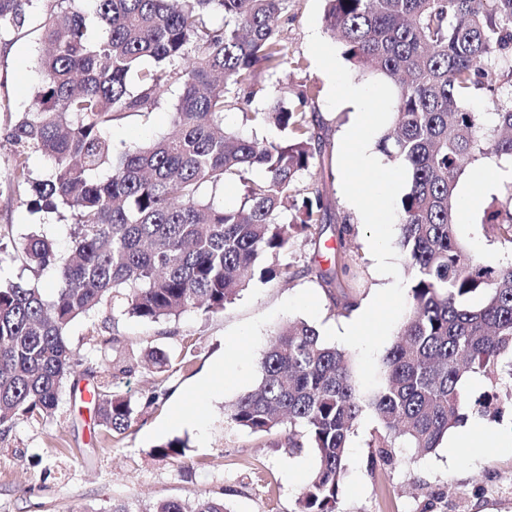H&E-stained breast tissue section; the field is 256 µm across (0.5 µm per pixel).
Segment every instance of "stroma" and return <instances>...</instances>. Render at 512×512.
Returning a JSON list of instances; mask_svg holds the SVG:
<instances>
[{
    "label": "stroma",
    "instance_id": "35a3bbf8",
    "mask_svg": "<svg viewBox=\"0 0 512 512\" xmlns=\"http://www.w3.org/2000/svg\"><path fill=\"white\" fill-rule=\"evenodd\" d=\"M311 0H289L283 20L288 65L264 73L268 94L295 89L303 83L319 89L315 110L325 125L322 163L304 174L301 196H323L330 205L332 229L301 235L281 255L298 275L286 285L252 281L222 313L205 317L188 311L156 323L143 322L110 308L76 320L67 329L71 345L82 356L83 368L108 372L112 393L145 400L153 391L165 392L163 401L142 410L123 435L114 437L93 424L87 400L63 389L56 413L44 420L18 419L0 434V512H110L126 504L130 512H148L161 499L194 502L223 498L228 512H296L298 497L316 466L313 452L293 455L273 439L250 434L230 424L224 407L250 390L258 379L257 362L275 329L290 319H303L318 329H343L354 319L346 301L367 304L381 281L370 252L363 220L342 193L338 154L355 108L345 103L329 108L327 75L315 64L308 48L311 34L325 35L324 24L309 28ZM37 34L20 35L0 44V129L14 112L27 111L40 81L35 59ZM172 128L169 112L149 117L132 115L114 122L108 131L118 148L148 143ZM12 155L0 140V225L22 242L44 231L60 252L69 250V228L56 215L32 211L27 191L13 184ZM475 210L469 223L456 233L467 249L495 264L502 247L486 234ZM349 220L353 232L338 240L334 226ZM352 255L350 271L333 293H326L316 274L328 268L338 245ZM169 353L171 362L158 368L142 358L146 349ZM128 358L132 369L112 372V361ZM232 376L216 391L202 411L204 431L170 426L175 408L191 409L188 399L195 385L218 361ZM469 448L440 445L423 455L412 448L395 451L392 464L375 461L368 446L379 425L373 413L360 419L349 443L346 475L340 486L336 512H512V420L483 418ZM186 440L184 454L159 457L155 448L164 441Z\"/></svg>",
    "mask_w": 512,
    "mask_h": 512
}]
</instances>
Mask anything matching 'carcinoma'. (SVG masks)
Instances as JSON below:
<instances>
[{
  "instance_id": "cac0c4a2",
  "label": "carcinoma",
  "mask_w": 512,
  "mask_h": 512,
  "mask_svg": "<svg viewBox=\"0 0 512 512\" xmlns=\"http://www.w3.org/2000/svg\"><path fill=\"white\" fill-rule=\"evenodd\" d=\"M287 11L288 0H0V43L36 14L44 44L34 106L7 126L11 180L27 187L30 207L72 220L67 256L45 233L13 248L34 275L53 272L52 292L0 283V430L52 415L67 381L78 390L85 373L66 329L101 306L147 322L210 316L256 278L296 277L279 256L295 236L322 231L328 211L320 194L297 202L300 176L321 163L318 90L304 83L251 108L260 74L288 63ZM324 23L355 71L396 91L378 147L409 174L399 246L410 287L370 395L356 389L350 357L296 319L273 333L255 386L225 412L250 434L288 429L280 446L291 454L315 453L298 512H335L349 438L367 410L380 425L368 447L387 464L396 448L435 451L465 409L497 419L512 406V182L480 222L503 246L495 265L456 233L462 174L481 160H512V0H325ZM479 93L493 99L492 123L463 107ZM229 106L279 136L225 130ZM160 109L174 134L122 151L106 137L113 122ZM36 154L50 162L42 174L30 167ZM255 169L265 177L253 178ZM104 170L112 175L95 180ZM228 179L242 191L237 209L215 202ZM350 261L339 252L318 277L330 287ZM477 376L504 396L469 404L463 383ZM94 396L98 426L121 435L137 420L139 403L107 383ZM151 512L227 508L203 498Z\"/></svg>"
}]
</instances>
